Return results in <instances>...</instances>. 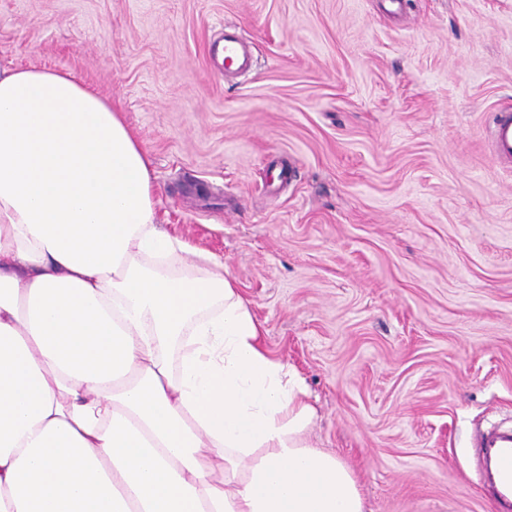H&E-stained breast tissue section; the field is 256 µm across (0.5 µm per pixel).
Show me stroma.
<instances>
[{"label":"stroma","mask_w":512,"mask_h":512,"mask_svg":"<svg viewBox=\"0 0 512 512\" xmlns=\"http://www.w3.org/2000/svg\"><path fill=\"white\" fill-rule=\"evenodd\" d=\"M16 66L123 112L159 224L223 260L366 512H506L475 438L512 427V0H0ZM222 59L224 74L230 71L245 70L250 65V51L235 29H224V44L215 49ZM490 145L502 164L512 166V110L500 109L492 114Z\"/></svg>","instance_id":"stroma-1"}]
</instances>
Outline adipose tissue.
Listing matches in <instances>:
<instances>
[{
	"label": "adipose tissue",
	"instance_id": "1",
	"mask_svg": "<svg viewBox=\"0 0 512 512\" xmlns=\"http://www.w3.org/2000/svg\"><path fill=\"white\" fill-rule=\"evenodd\" d=\"M71 74L0 70V512H366L223 261Z\"/></svg>",
	"mask_w": 512,
	"mask_h": 512
}]
</instances>
